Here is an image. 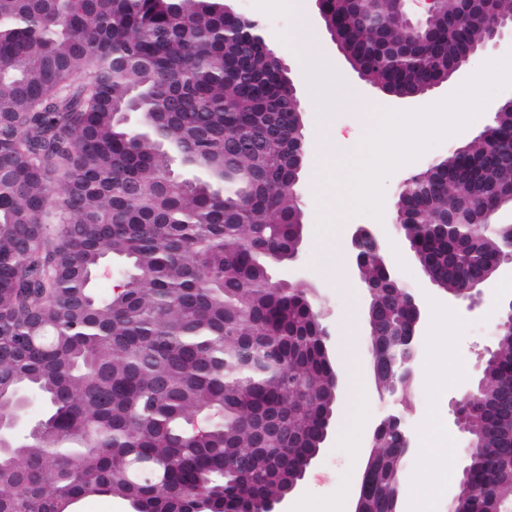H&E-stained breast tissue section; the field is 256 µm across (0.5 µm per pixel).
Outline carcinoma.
I'll use <instances>...</instances> for the list:
<instances>
[{"mask_svg": "<svg viewBox=\"0 0 512 512\" xmlns=\"http://www.w3.org/2000/svg\"><path fill=\"white\" fill-rule=\"evenodd\" d=\"M491 21L442 0L420 50L357 13L337 39L367 81L399 91L480 49ZM299 111L286 69L224 0H0V416L32 388L49 429L0 455V512H73L92 494L136 512H258L289 486L248 462L282 447L249 432L266 413L291 433L288 476L302 479L338 375L305 287L272 282L298 245ZM505 206L507 102L490 136L412 174L395 214L421 270L454 292L496 273L508 244L477 227ZM112 258L131 287L100 298L92 279ZM382 261L369 254L366 277L384 280ZM399 303L392 290L374 301L372 353L393 347ZM507 371L503 336L459 397L473 445L450 512L512 503ZM376 447L366 509L392 512L404 458L388 428Z\"/></svg>", "mask_w": 512, "mask_h": 512, "instance_id": "carcinoma-1", "label": "carcinoma"}]
</instances>
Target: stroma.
<instances>
[{"label":"stroma","mask_w":512,"mask_h":512,"mask_svg":"<svg viewBox=\"0 0 512 512\" xmlns=\"http://www.w3.org/2000/svg\"><path fill=\"white\" fill-rule=\"evenodd\" d=\"M257 18L274 34L272 47L282 58L299 96L304 119L305 161L299 173L296 192L303 201L301 266L299 274L316 289L330 311L327 320L331 333L329 352L336 361L340 379L330 429L325 445L307 469L303 480L294 488L290 499L310 498L333 503L355 494L360 467L349 449L336 445V436L346 425L356 424L372 430L382 405L370 378V344L365 334L345 335L343 321L350 310L365 311L366 299L359 287L357 272L349 254L351 230L357 224H371L388 247L398 254L391 266L400 283L408 289H423L426 305L450 302L448 293L432 286L424 276L407 244L396 233L388 219H375L367 212L344 211L341 235L334 244L315 235L319 211L315 205L314 178L319 167L327 165V141L315 132V116L323 104H330L334 114V130L350 137L354 148H361L366 136L377 126L382 112L416 109V101H389L376 87L361 79L337 50L327 33H320L317 44H308L304 37L289 39L299 21L268 0ZM318 50L336 63L339 82L328 83L318 74L303 76L297 65L300 55ZM331 251L339 268L320 274L324 251ZM499 293L487 292L483 304L466 315L465 326L457 335L432 328L423 337L422 367L410 396L411 420L415 423L441 422L451 424L452 397L471 387L481 376L484 350L496 343V326L500 315ZM453 349L462 363L461 369L446 367V349ZM468 439L454 433L449 439L448 453L435 460L432 469L405 468L404 478L418 485L431 483L435 471L448 467L462 470L467 462Z\"/></svg>","instance_id":"obj_1"}]
</instances>
